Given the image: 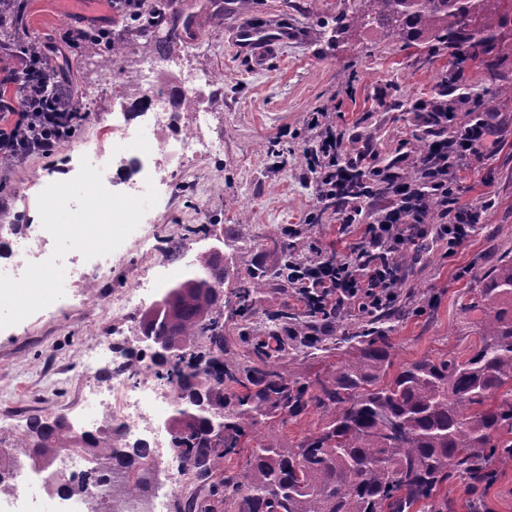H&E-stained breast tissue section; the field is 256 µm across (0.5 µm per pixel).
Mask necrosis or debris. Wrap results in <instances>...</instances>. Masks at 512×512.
<instances>
[{
  "mask_svg": "<svg viewBox=\"0 0 512 512\" xmlns=\"http://www.w3.org/2000/svg\"><path fill=\"white\" fill-rule=\"evenodd\" d=\"M214 81V76L199 73L190 65L183 63L173 67L147 53L129 63L113 97L124 101L136 94L146 101L149 118L140 123L139 128L156 135L157 151L148 178L127 181L126 194L138 195L149 183L166 185L171 176L167 159L175 156L188 159L190 152L198 146L212 154L223 151L222 141H199L190 127L183 128L172 139L161 135L173 119L174 99H181L186 111H197L198 85ZM51 239V234L40 224H26L19 230L10 224L1 225L0 247L6 249L8 258L0 262V273L21 277L28 263L46 260L45 247ZM177 394L175 385L159 382L146 373L134 377L128 371H116L107 388L92 383L86 385L70 415L81 424L83 431L93 433L99 428V413L110 411V425L117 432L119 441L129 444L139 440L146 442L152 449L147 464L149 473L159 476L162 487L176 490L182 486L183 476L179 467L168 458L166 445L170 435L163 421L172 414ZM86 474L87 468L80 459L63 453L47 468L37 471L27 466L2 475L0 482L6 484L8 490L0 495V512H36L34 501L25 499L24 494L31 490L45 494L47 482L53 475L64 481L82 478L87 481L81 495L60 498L56 504L58 512H157L160 506L157 497L143 493L114 500L111 486L87 480Z\"/></svg>",
  "mask_w": 512,
  "mask_h": 512,
  "instance_id": "1",
  "label": "necrosis or debris"
}]
</instances>
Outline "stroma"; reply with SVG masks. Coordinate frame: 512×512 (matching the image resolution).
I'll return each mask as SVG.
<instances>
[{
	"instance_id": "obj_1",
	"label": "stroma",
	"mask_w": 512,
	"mask_h": 512,
	"mask_svg": "<svg viewBox=\"0 0 512 512\" xmlns=\"http://www.w3.org/2000/svg\"><path fill=\"white\" fill-rule=\"evenodd\" d=\"M350 5L351 0H168V13L191 27L176 58L223 77L204 93L207 117L199 135L219 137L224 151L196 155L173 174L168 205L149 210L155 224L169 230L156 257L127 244L113 255L107 279L69 289L64 308L37 311L15 324L12 334L0 335V420L55 415L75 403L86 382L83 352L102 341L137 354L141 310L133 308L123 321H114L112 297L125 293L153 261L184 272L188 259L209 244L204 236H187L185 225L207 224L217 237L234 240L230 258L239 272L260 263L276 268L281 248L268 234L288 224L298 230L299 253L318 246L346 255L359 240V225L337 223L329 211L306 219L316 199L304 153L305 120L319 108L327 110L347 152L368 145L386 161L412 150L415 133L424 130L415 105L440 91H447L458 112L492 114L501 132L499 150L463 172L459 203L476 207L490 197L494 204L453 255L423 242L407 264L400 297L404 311L393 319L390 335L398 365L463 354L475 343L476 315L461 309L466 292L501 258L512 257V92L492 80L481 61L470 60L463 70L473 96L462 103L451 88L447 55L429 56L421 43L388 41L374 27L333 36L336 15ZM20 8L42 43L88 24L111 27L115 40L133 54L150 38L147 30L129 28L107 0H21ZM244 27H275L288 37L270 48L243 47L236 33ZM50 71L66 76L74 96L100 110V120L85 122L53 157L0 165L7 183L0 191V225H21L38 216L35 174L65 177L66 163L110 148L111 73L81 51L54 56ZM303 312L296 295L275 278L248 320L225 309L224 334L233 350L242 352L248 348L244 335L267 334L271 316L294 318Z\"/></svg>"
}]
</instances>
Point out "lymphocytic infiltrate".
I'll return each mask as SVG.
<instances>
[{
	"label": "lymphocytic infiltrate",
	"instance_id": "1",
	"mask_svg": "<svg viewBox=\"0 0 512 512\" xmlns=\"http://www.w3.org/2000/svg\"><path fill=\"white\" fill-rule=\"evenodd\" d=\"M12 19L14 40L0 39V53L14 65L1 81L10 84L9 96L0 95V160L24 163L33 156L50 157L67 142L72 120L64 83L49 73L48 61L56 46L71 50L87 42L107 43L111 31L99 25L65 31L60 44L27 46L16 0H0V21ZM424 121L431 130L425 151L413 157L412 174L401 173L370 151L341 160V139L325 110L308 113L306 128L314 139L305 149L313 176L316 200L332 209L344 224H362L353 259H329L322 253L302 256L289 251L278 266L290 288L305 303L320 328L331 327L338 316L351 311L373 318L399 302L406 271L394 257L406 245L432 238L456 250L471 236L481 213L462 208L460 174L471 161L490 159L498 150L499 129L489 116L459 121L448 103L435 100ZM440 221L427 223L430 207Z\"/></svg>",
	"mask_w": 512,
	"mask_h": 512
}]
</instances>
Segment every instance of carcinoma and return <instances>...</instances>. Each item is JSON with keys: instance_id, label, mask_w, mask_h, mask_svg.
Instances as JSON below:
<instances>
[{"instance_id": "obj_1", "label": "carcinoma", "mask_w": 512, "mask_h": 512, "mask_svg": "<svg viewBox=\"0 0 512 512\" xmlns=\"http://www.w3.org/2000/svg\"><path fill=\"white\" fill-rule=\"evenodd\" d=\"M151 25V51L168 58L179 46L178 27L162 0H137L130 14ZM512 15V0H358L337 18L336 33L376 26L398 40L410 31L448 52V65L489 58L497 78L500 24ZM269 272L255 266L231 274L223 258L196 257V270L164 293L161 309L142 313L140 332L170 344L174 356L157 358L154 376L176 384L177 406L168 417L172 447L185 483L174 512H410L417 504L443 512V484L466 483L471 494L495 479L492 465L512 461V258L503 260L469 291L465 311H478V341L463 354L424 356L392 371L393 326L387 312L356 332L334 337L332 371L313 382L280 364V354L261 342L239 357L224 339V304L237 299L246 314L264 290ZM307 321L294 324L291 350L305 357L324 349L305 335ZM322 411V427L287 448L271 432L273 419ZM253 446L240 472L224 462ZM115 443L110 426L94 434L65 418H33L20 447L0 448V470L19 456L42 467L63 450L89 457L88 475L112 481V470L130 465L113 481L112 494L126 497L146 489L144 442L110 461Z\"/></svg>"}]
</instances>
